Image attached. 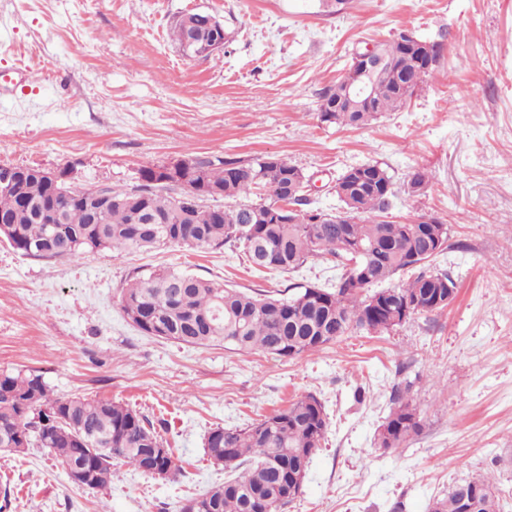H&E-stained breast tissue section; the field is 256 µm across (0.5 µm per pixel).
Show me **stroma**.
Segmentation results:
<instances>
[{
    "instance_id": "35a3bbf8",
    "label": "stroma",
    "mask_w": 512,
    "mask_h": 512,
    "mask_svg": "<svg viewBox=\"0 0 512 512\" xmlns=\"http://www.w3.org/2000/svg\"><path fill=\"white\" fill-rule=\"evenodd\" d=\"M198 11L223 22V52L189 57L171 40L174 17ZM402 31L445 44L408 103L360 128L321 121L319 94L354 52ZM266 154L311 176L327 211L340 206L344 169H387L391 220L432 213L447 224L454 247L429 268L451 275L456 300L294 357L238 354L146 335L122 312V288L162 265L285 297L332 287L335 264L281 272L236 247L173 244L55 260L0 241V373L141 411L178 467L161 479L118 461L111 484L92 490L47 449L0 454V512H179L224 481L204 451L210 428L246 426L309 394L328 427L286 512H428L479 475L498 512H512V0H348L336 13L320 0H0V165L132 188L146 166ZM419 170L430 182L413 196L405 185ZM397 389L420 429L386 451L377 434Z\"/></svg>"
}]
</instances>
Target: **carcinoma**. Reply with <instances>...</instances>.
I'll use <instances>...</instances> for the list:
<instances>
[{"mask_svg": "<svg viewBox=\"0 0 512 512\" xmlns=\"http://www.w3.org/2000/svg\"><path fill=\"white\" fill-rule=\"evenodd\" d=\"M171 35L182 50L206 56L213 32L191 13L175 19ZM432 57L420 58L414 41L402 35L379 44L391 70L371 89L370 108L359 112L340 98V90L356 84L355 64L321 94L324 122L360 128L379 112L403 107L430 76L443 44L432 43ZM250 160L194 157L198 173L223 189L222 197L249 196L258 190V203L220 207L213 196L198 199L186 209L178 197L154 185L157 166L140 170L146 183L135 188L107 187L112 205L96 212L99 192L70 191L69 184L34 179L16 188L0 187V216L9 220L0 237L24 255L72 259L99 250L118 255L157 244H180L217 250L227 244L243 249L257 268L292 271L315 258L330 255L344 272L332 289L309 285L288 298L261 297L171 269L159 268L135 276L123 289L121 307L142 332L189 345L222 343L229 350H261L281 357L316 351L354 329L384 332L391 300L408 299L412 313L440 311L439 293L456 287L446 272L424 267L450 248L443 232L438 249L431 248L440 224H409L388 220L395 191L393 178L377 163L351 168L336 178V195L343 212L339 222H316L319 208L302 211V221L288 223L279 203L306 206L305 174L283 158ZM43 247L38 252L37 247ZM361 273L359 286L349 285L352 272ZM414 276L395 288L368 293V288L397 274ZM420 426L417 408L402 394L383 424L397 448ZM327 428L325 409L314 395L292 402L287 409L245 428L216 426L208 431L204 448L224 464L227 477L199 495L205 512H285L295 500L286 494L300 454L312 458ZM110 439L115 458L146 472L150 449L166 445L151 420L135 409L104 399L50 395L42 377L0 374V449L22 453L32 445L47 448L64 470L81 468L88 474L84 487L104 488L112 482L113 459L84 451L85 441ZM479 492L473 512H497L490 480L479 476L464 481ZM438 512H462L457 489L435 500Z\"/></svg>", "mask_w": 512, "mask_h": 512, "instance_id": "obj_1", "label": "carcinoma"}]
</instances>
